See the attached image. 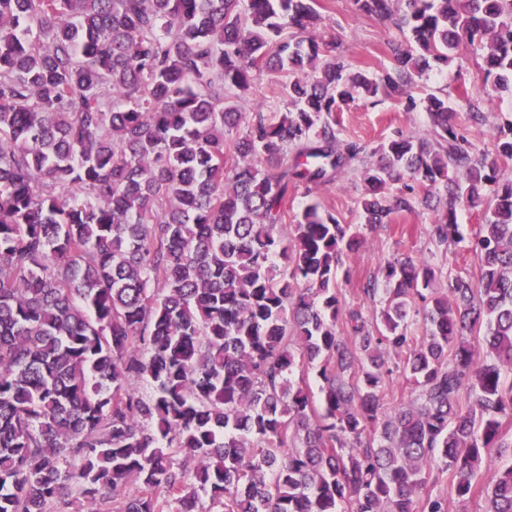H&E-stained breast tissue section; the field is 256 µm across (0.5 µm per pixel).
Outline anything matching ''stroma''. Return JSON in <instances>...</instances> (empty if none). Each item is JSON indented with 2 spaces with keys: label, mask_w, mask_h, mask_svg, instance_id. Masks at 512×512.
<instances>
[{
  "label": "stroma",
  "mask_w": 512,
  "mask_h": 512,
  "mask_svg": "<svg viewBox=\"0 0 512 512\" xmlns=\"http://www.w3.org/2000/svg\"><path fill=\"white\" fill-rule=\"evenodd\" d=\"M317 9L323 17L321 34L335 41L337 54L344 57L352 70L372 75L390 64L395 33L386 24L357 11L353 0H317ZM481 84L475 55L464 46L443 74H433L422 81L418 93L422 96L450 93L456 99L459 119L465 123L469 120L468 106L460 94L464 91L476 94ZM336 120L344 139L360 141L372 148L392 137L395 131L412 135L427 128L424 112L403 111L399 104L382 97L375 101L357 99L349 108L337 113ZM362 194L363 185L355 172L342 175L334 184L316 189L300 183L288 198V217L296 219L306 205L316 203L335 214L341 223L362 228ZM426 195L425 189H418L414 212L392 214L382 227L365 230L363 246L346 262L350 269L349 278L338 282L347 303H356V290L361 280L376 275L382 263L403 254L427 258L446 274L461 272L475 275L478 263L467 256L466 248L478 225L484 221L482 212L460 211L458 222L462 240L441 251L429 236L433 213L424 202Z\"/></svg>",
  "instance_id": "35a3bbf8"
}]
</instances>
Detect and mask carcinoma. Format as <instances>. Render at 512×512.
Listing matches in <instances>:
<instances>
[{"mask_svg":"<svg viewBox=\"0 0 512 512\" xmlns=\"http://www.w3.org/2000/svg\"><path fill=\"white\" fill-rule=\"evenodd\" d=\"M354 4L396 30L373 78L316 0H0V512H449L445 473L512 512V119L480 152L412 94L464 41L511 89L512 0ZM284 72L288 111L242 110ZM380 94L426 133L342 139ZM467 101L485 124L487 87ZM356 162L371 228L417 185L439 248L484 211L477 281L397 257L346 305L360 232L317 205L284 227L293 182Z\"/></svg>","mask_w":512,"mask_h":512,"instance_id":"obj_1","label":"carcinoma"}]
</instances>
